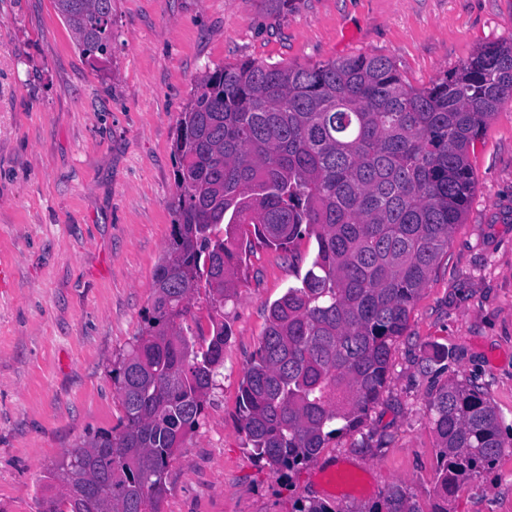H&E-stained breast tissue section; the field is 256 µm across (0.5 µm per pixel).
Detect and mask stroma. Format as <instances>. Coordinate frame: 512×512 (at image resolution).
Here are the masks:
<instances>
[{
  "instance_id": "stroma-1",
  "label": "stroma",
  "mask_w": 512,
  "mask_h": 512,
  "mask_svg": "<svg viewBox=\"0 0 512 512\" xmlns=\"http://www.w3.org/2000/svg\"><path fill=\"white\" fill-rule=\"evenodd\" d=\"M112 21V55L95 63L53 0H0V263L12 268L0 288V512H37L45 468L119 423L112 366L144 326L171 246L172 143L206 72L365 54L423 88L484 45L512 42V0H116ZM470 162L468 210L391 348L379 400L359 431L286 476L247 446L239 390L270 305L300 285L317 243L285 252L241 229L224 362L169 465L163 512H294L304 498L364 512L395 485L433 512L427 405L451 380L482 387L512 442V102ZM333 464L358 484L330 485ZM448 512H512V449L450 496Z\"/></svg>"
}]
</instances>
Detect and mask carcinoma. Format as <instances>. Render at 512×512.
<instances>
[{"mask_svg":"<svg viewBox=\"0 0 512 512\" xmlns=\"http://www.w3.org/2000/svg\"><path fill=\"white\" fill-rule=\"evenodd\" d=\"M84 56L112 55L114 0H54ZM512 101V43L480 48L451 76L410 87L382 56L311 66L242 61L206 74L181 113L173 246L154 273L145 328L112 369L118 427L68 451L90 460L99 497L84 512H161L165 475L198 425L228 333L210 320L184 333L196 293H235L242 256L230 230L254 228L287 250L314 237L301 285L269 308L240 386L247 444L272 471H293L357 431L389 379L393 342L474 191L470 150ZM439 438L434 512L505 449L479 385L451 381L428 401ZM38 512H74L64 469H46ZM367 512H419L390 488Z\"/></svg>","mask_w":512,"mask_h":512,"instance_id":"cac0c4a2","label":"carcinoma"}]
</instances>
